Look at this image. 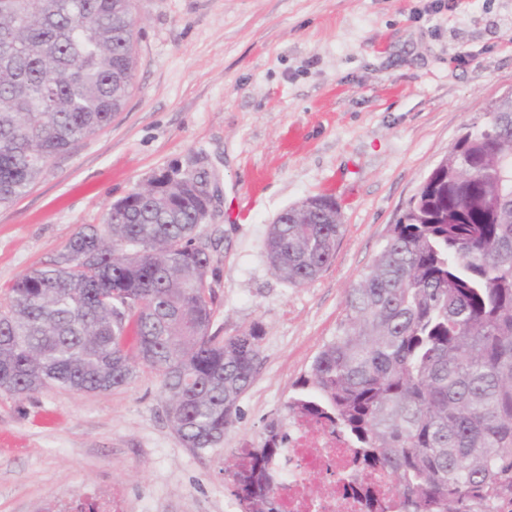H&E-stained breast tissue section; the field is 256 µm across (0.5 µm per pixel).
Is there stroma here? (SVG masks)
<instances>
[{"instance_id":"obj_1","label":"stroma","mask_w":512,"mask_h":512,"mask_svg":"<svg viewBox=\"0 0 512 512\" xmlns=\"http://www.w3.org/2000/svg\"><path fill=\"white\" fill-rule=\"evenodd\" d=\"M138 63L112 124L0 207V308L85 225L155 173H203L212 330L261 331V363L223 447L184 448L161 379L95 393H0V512H61L86 495L125 512H242L227 470L301 393L348 292L457 138L512 91V0H134ZM328 194L343 233L295 286L263 242L283 209Z\"/></svg>"}]
</instances>
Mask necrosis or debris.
Here are the masks:
<instances>
[{"mask_svg": "<svg viewBox=\"0 0 512 512\" xmlns=\"http://www.w3.org/2000/svg\"><path fill=\"white\" fill-rule=\"evenodd\" d=\"M287 448L275 468L280 512H373L374 499L398 512L389 475L358 470L352 446L329 421L294 417Z\"/></svg>", "mask_w": 512, "mask_h": 512, "instance_id": "1", "label": "necrosis or debris"}]
</instances>
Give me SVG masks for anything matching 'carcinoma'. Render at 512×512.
Returning <instances> with one entry per match:
<instances>
[{
	"label": "carcinoma",
	"instance_id": "obj_1",
	"mask_svg": "<svg viewBox=\"0 0 512 512\" xmlns=\"http://www.w3.org/2000/svg\"><path fill=\"white\" fill-rule=\"evenodd\" d=\"M133 0H0V207L53 158L111 124L133 88ZM170 170L20 276L0 310V393L106 392L147 366L168 422L197 453L224 447L255 380L261 333L211 332L204 200ZM342 224L319 195L264 240L295 286L331 262ZM135 343L127 347L129 333ZM310 392L234 466L244 512H277L285 421L316 413L390 476L400 512H480L512 501V104L453 144L351 289Z\"/></svg>",
	"mask_w": 512,
	"mask_h": 512
}]
</instances>
